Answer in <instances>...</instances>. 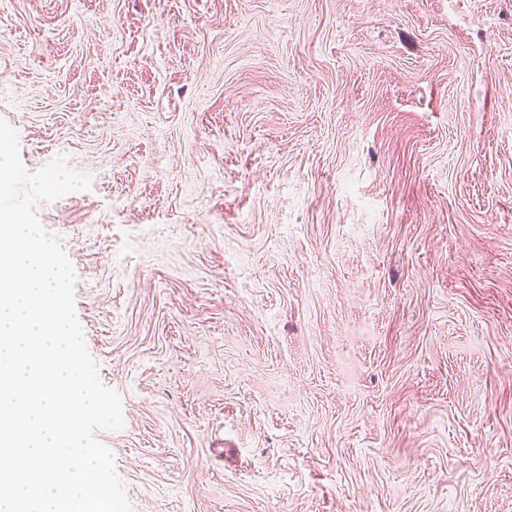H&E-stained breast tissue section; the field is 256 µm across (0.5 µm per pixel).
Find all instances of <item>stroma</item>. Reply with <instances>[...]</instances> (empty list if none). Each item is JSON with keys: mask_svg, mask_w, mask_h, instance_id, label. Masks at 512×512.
Masks as SVG:
<instances>
[{"mask_svg": "<svg viewBox=\"0 0 512 512\" xmlns=\"http://www.w3.org/2000/svg\"><path fill=\"white\" fill-rule=\"evenodd\" d=\"M0 119L132 512H512V0H0Z\"/></svg>", "mask_w": 512, "mask_h": 512, "instance_id": "1", "label": "stroma"}]
</instances>
